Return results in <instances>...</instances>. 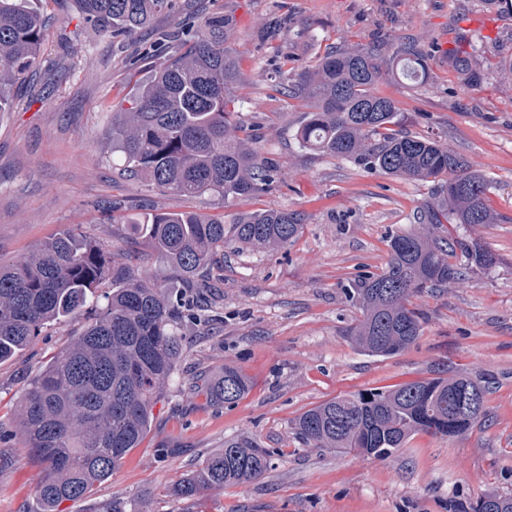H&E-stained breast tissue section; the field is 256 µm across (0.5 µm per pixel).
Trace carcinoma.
<instances>
[{
	"instance_id": "1",
	"label": "carcinoma",
	"mask_w": 512,
	"mask_h": 512,
	"mask_svg": "<svg viewBox=\"0 0 512 512\" xmlns=\"http://www.w3.org/2000/svg\"><path fill=\"white\" fill-rule=\"evenodd\" d=\"M45 0H0V112L37 65L46 40ZM84 24L125 47L160 15L178 18L141 55L161 58L112 118V146L121 171L162 192L185 198L252 195L274 180L258 138L243 133L225 97L238 77L230 18L182 12L179 0H80ZM449 66L470 84L477 62L459 49ZM414 84L428 75L414 44L336 46L312 68L288 78V95L310 103L296 131L313 151L348 159L385 175L432 182L434 202L420 211L419 228L389 242L380 271L350 288L360 315L346 330L364 354L391 357L421 335L411 299L488 271L500 257L487 245L447 233L445 223L496 224L488 205L490 181L466 155L440 140L403 131L395 102L375 92L386 74ZM304 214L288 209L224 220L193 210L151 214L141 227L146 244L175 271L171 286L139 276L112 251L70 229L29 256L0 265V361L23 350L44 326L80 312L109 279L112 293L76 338L33 380L19 404L18 433L41 467L40 512H59L111 477L146 438L152 408L164 395L186 350L176 314L189 305L198 274L229 243L257 252L290 245ZM467 265L451 262L456 255ZM209 402L233 405L251 379L226 366L196 376ZM488 378L454 372L403 385L361 390L321 402L298 415L295 434L313 448L385 458L418 434L461 436L487 415ZM272 455L253 438L234 435L183 479L174 493L200 487L247 485L271 468ZM474 512H512V496L487 493Z\"/></svg>"
}]
</instances>
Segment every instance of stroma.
Segmentation results:
<instances>
[{
	"mask_svg": "<svg viewBox=\"0 0 512 512\" xmlns=\"http://www.w3.org/2000/svg\"><path fill=\"white\" fill-rule=\"evenodd\" d=\"M191 13L232 19L239 78L228 111L262 140L274 181L250 196L189 201L119 174L112 113L154 60L135 59L82 25L77 0H48L47 39L35 74L11 111L0 112V264H11L65 229L123 249L135 271L166 283L171 269L134 235L148 215L192 209L232 224L244 212L288 209L308 220L297 240L269 252L225 250L210 269L201 319L183 324L187 352L154 406L147 439L86 498L64 512H471L484 493L512 496V14L487 0H187ZM287 25L277 39L266 27ZM480 49L481 81L465 83L448 64L458 36ZM396 40L420 47L425 83L384 76L378 94L404 116V131L438 137L491 179L489 204L502 224L460 227L500 257L436 294L413 297L422 333L408 350L364 355L345 336L358 309L345 292L378 272L392 235L413 228L433 183L363 169L302 148L295 132L307 110L290 97V74L314 65L337 44ZM90 319L45 327L22 351L0 361V427L12 428L19 400L49 359ZM234 366L253 382L246 398L212 406L191 389L196 371ZM478 372L493 382L485 423L460 437L419 434L377 460L308 448L290 422L305 410L358 390ZM273 451L272 466L245 486L173 487L198 470L230 435ZM0 512H39L40 469L20 439L0 444Z\"/></svg>",
	"mask_w": 512,
	"mask_h": 512,
	"instance_id": "obj_1",
	"label": "stroma"
}]
</instances>
